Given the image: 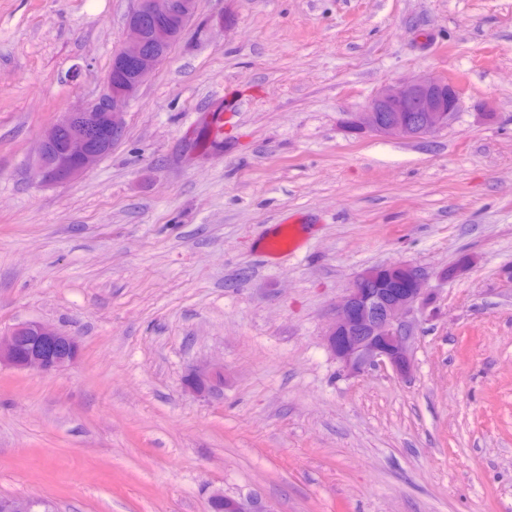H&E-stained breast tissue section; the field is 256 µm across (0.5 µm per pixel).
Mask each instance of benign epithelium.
<instances>
[{"label":"benign epithelium","mask_w":512,"mask_h":512,"mask_svg":"<svg viewBox=\"0 0 512 512\" xmlns=\"http://www.w3.org/2000/svg\"><path fill=\"white\" fill-rule=\"evenodd\" d=\"M195 0H136L125 19L126 39L112 56L106 89L94 101L49 125L36 149L33 171L40 184L70 182L95 165L122 137L124 114L149 74L182 36ZM459 91L432 75L381 87L351 125L384 137L420 138L448 126L461 110ZM427 272L416 265L375 266L360 273L336 309L325 342L341 368L359 374L390 365L403 376L413 369L410 343L426 298ZM77 339L40 321H26L0 336V366L48 373L79 355ZM191 392L224 387V366L191 370L183 380ZM224 512H272L260 494L228 495L215 490L209 506ZM30 499H0V512H32Z\"/></svg>","instance_id":"benign-epithelium-1"}]
</instances>
